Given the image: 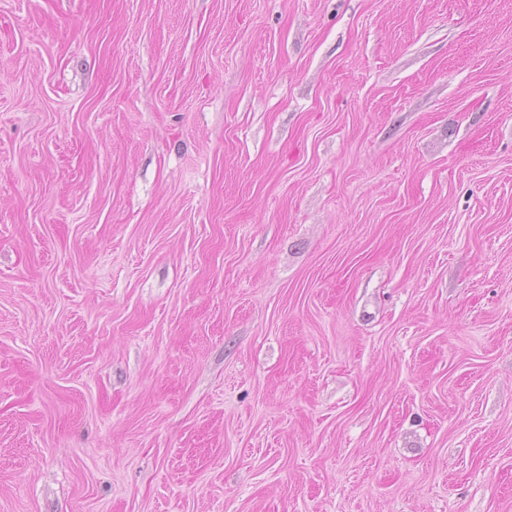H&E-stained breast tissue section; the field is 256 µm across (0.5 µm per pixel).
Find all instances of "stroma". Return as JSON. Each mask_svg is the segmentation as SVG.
<instances>
[{"label":"stroma","instance_id":"stroma-1","mask_svg":"<svg viewBox=\"0 0 512 512\" xmlns=\"http://www.w3.org/2000/svg\"><path fill=\"white\" fill-rule=\"evenodd\" d=\"M0 512H512V0H0Z\"/></svg>","mask_w":512,"mask_h":512}]
</instances>
